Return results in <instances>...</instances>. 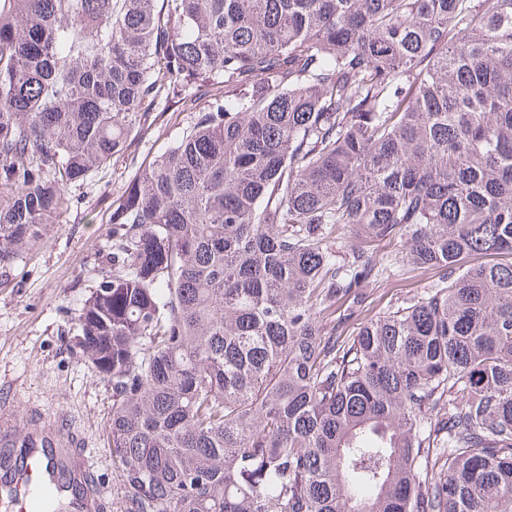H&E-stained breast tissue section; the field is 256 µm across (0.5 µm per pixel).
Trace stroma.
<instances>
[{
	"label": "stroma",
	"mask_w": 512,
	"mask_h": 512,
	"mask_svg": "<svg viewBox=\"0 0 512 512\" xmlns=\"http://www.w3.org/2000/svg\"><path fill=\"white\" fill-rule=\"evenodd\" d=\"M191 113H152L128 150L71 189L68 210L46 224L30 250L0 268V389L23 406L63 409L101 475L103 512H126V493L112 462L106 426L112 383L92 368L79 345L74 314L112 254V195L136 169L163 151L190 124ZM436 281L431 272L398 268L350 304L354 319L379 316Z\"/></svg>",
	"instance_id": "1"
}]
</instances>
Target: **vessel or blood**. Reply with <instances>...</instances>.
<instances>
[{"label": "vessel or blood", "mask_w": 512, "mask_h": 512, "mask_svg": "<svg viewBox=\"0 0 512 512\" xmlns=\"http://www.w3.org/2000/svg\"><path fill=\"white\" fill-rule=\"evenodd\" d=\"M102 486L63 413L0 420V512H100Z\"/></svg>", "instance_id": "obj_1"}]
</instances>
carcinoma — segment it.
Returning <instances> with one entry per match:
<instances>
[{
    "instance_id": "cac0c4a2",
    "label": "carcinoma",
    "mask_w": 512,
    "mask_h": 512,
    "mask_svg": "<svg viewBox=\"0 0 512 512\" xmlns=\"http://www.w3.org/2000/svg\"><path fill=\"white\" fill-rule=\"evenodd\" d=\"M160 97L76 315L126 512H512V0H0L1 266ZM437 281L434 273L421 272L412 269L398 268L389 278H383L373 284H369L363 290L359 303L346 300L341 310L348 307L349 312H354L351 322L358 319L379 316L413 294H420L431 288Z\"/></svg>"
}]
</instances>
